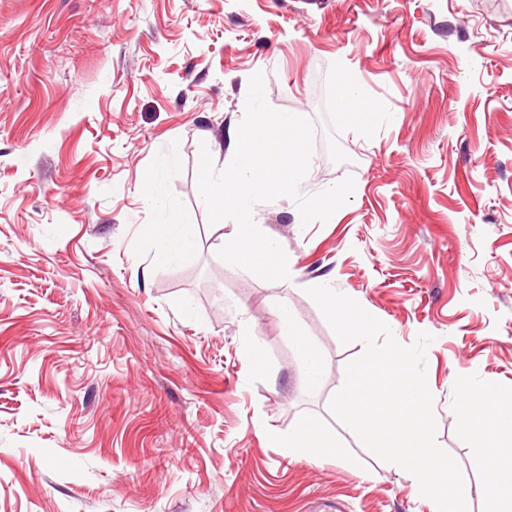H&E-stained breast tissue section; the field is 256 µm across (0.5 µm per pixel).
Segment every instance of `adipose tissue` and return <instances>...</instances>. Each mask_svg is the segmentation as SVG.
<instances>
[{
    "instance_id": "adipose-tissue-1",
    "label": "adipose tissue",
    "mask_w": 512,
    "mask_h": 512,
    "mask_svg": "<svg viewBox=\"0 0 512 512\" xmlns=\"http://www.w3.org/2000/svg\"><path fill=\"white\" fill-rule=\"evenodd\" d=\"M177 164L176 155H158L149 179L150 201L157 214L150 236L157 255L168 265L185 263L198 248L194 225L189 224L177 205L166 196L167 177ZM276 315L283 335L294 341L302 355L305 384L317 386L326 367L325 357L306 335L288 304H280ZM458 397L460 430L467 435H479L486 448L485 464L492 480L484 491L497 500V512H512V448L507 450L500 444L503 434H512V398H503L466 379L458 384ZM287 444L292 451L317 461L342 454L335 441L320 430L308 427L289 429Z\"/></svg>"
}]
</instances>
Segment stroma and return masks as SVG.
Listing matches in <instances>:
<instances>
[{
	"mask_svg": "<svg viewBox=\"0 0 512 512\" xmlns=\"http://www.w3.org/2000/svg\"><path fill=\"white\" fill-rule=\"evenodd\" d=\"M258 72L312 123L301 194L355 181L324 223L254 207L288 281L221 260L234 221L209 224L198 191L201 147L231 159ZM169 151L199 240L176 266L148 232ZM317 279L402 346L432 335L437 442L480 488L470 512H495L457 384L512 396V0H0V512H427L329 410L364 345L340 343ZM284 301L328 360L317 387ZM305 425L342 458L274 443Z\"/></svg>",
	"mask_w": 512,
	"mask_h": 512,
	"instance_id": "stroma-1",
	"label": "stroma"
}]
</instances>
